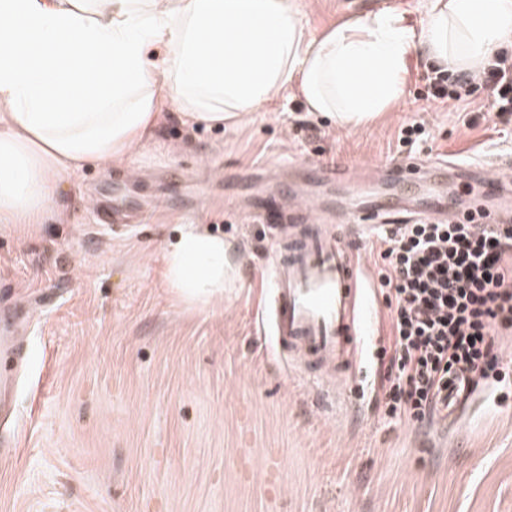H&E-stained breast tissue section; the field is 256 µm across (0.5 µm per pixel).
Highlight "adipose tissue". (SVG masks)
I'll return each instance as SVG.
<instances>
[{"label":"adipose tissue","mask_w":512,"mask_h":512,"mask_svg":"<svg viewBox=\"0 0 512 512\" xmlns=\"http://www.w3.org/2000/svg\"><path fill=\"white\" fill-rule=\"evenodd\" d=\"M512 37V0H430L419 28L397 11L311 37L301 0H0V224L43 223L60 183L129 166L164 111L219 126L296 91L355 128L404 96L422 53L474 73ZM223 237L181 225L162 280L198 302L229 283Z\"/></svg>","instance_id":"adipose-tissue-1"}]
</instances>
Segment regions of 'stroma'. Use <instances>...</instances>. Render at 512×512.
<instances>
[{
    "label": "stroma",
    "mask_w": 512,
    "mask_h": 512,
    "mask_svg": "<svg viewBox=\"0 0 512 512\" xmlns=\"http://www.w3.org/2000/svg\"><path fill=\"white\" fill-rule=\"evenodd\" d=\"M309 35L355 15L364 0H304ZM436 64L410 63L403 99L362 128L307 111L295 91L235 125L187 123L167 113L161 147L134 171L90 166L61 183L60 215L37 232L0 224V319L14 322L16 411L0 418L14 442L0 456V512H512V425L491 424L449 455L432 427L388 417L381 365L370 352L360 413L332 387L289 374L260 308L274 230L263 205L280 168L297 190L346 201L345 186L312 165H345L360 198L392 184L364 169L401 162L397 133L433 135L430 161L486 165L512 155V118L426 97ZM152 202L147 223H95L92 202ZM183 224L236 250L239 277L207 303L162 284L161 254Z\"/></svg>",
    "instance_id": "stroma-1"
}]
</instances>
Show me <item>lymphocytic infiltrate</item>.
Wrapping results in <instances>:
<instances>
[{
    "instance_id": "lymphocytic-infiltrate-1",
    "label": "lymphocytic infiltrate",
    "mask_w": 512,
    "mask_h": 512,
    "mask_svg": "<svg viewBox=\"0 0 512 512\" xmlns=\"http://www.w3.org/2000/svg\"><path fill=\"white\" fill-rule=\"evenodd\" d=\"M479 88L491 111L512 112L511 48L474 77H430L428 97L457 103ZM379 257L390 310L385 412L425 420L441 411L451 382L502 361L495 334L512 330V224L421 220L381 235Z\"/></svg>"
}]
</instances>
